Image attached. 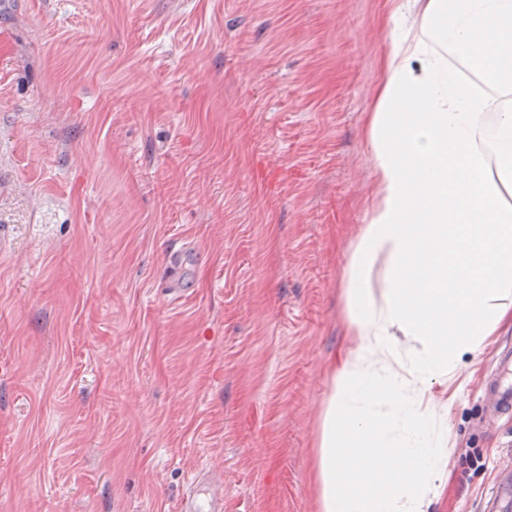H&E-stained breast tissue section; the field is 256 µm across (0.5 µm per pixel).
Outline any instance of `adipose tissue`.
I'll return each instance as SVG.
<instances>
[{"instance_id":"obj_1","label":"adipose tissue","mask_w":512,"mask_h":512,"mask_svg":"<svg viewBox=\"0 0 512 512\" xmlns=\"http://www.w3.org/2000/svg\"><path fill=\"white\" fill-rule=\"evenodd\" d=\"M379 25L373 193L343 271L353 344L331 376L320 512L442 500L456 382L512 327V0H384Z\"/></svg>"}]
</instances>
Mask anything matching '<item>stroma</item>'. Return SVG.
<instances>
[{"label":"stroma","instance_id":"1","mask_svg":"<svg viewBox=\"0 0 512 512\" xmlns=\"http://www.w3.org/2000/svg\"><path fill=\"white\" fill-rule=\"evenodd\" d=\"M378 4L0 0V512H180L199 469L224 512H319ZM508 350L429 512H480L512 464L484 394Z\"/></svg>","mask_w":512,"mask_h":512}]
</instances>
